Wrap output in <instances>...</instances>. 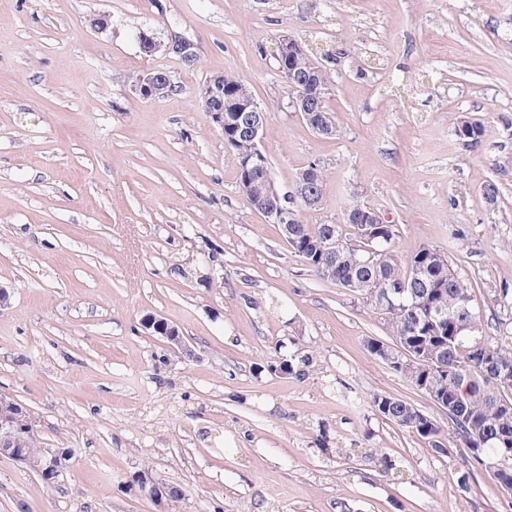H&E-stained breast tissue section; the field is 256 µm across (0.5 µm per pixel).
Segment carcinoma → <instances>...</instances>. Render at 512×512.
I'll list each match as a JSON object with an SVG mask.
<instances>
[{
    "label": "carcinoma",
    "instance_id": "cac0c4a2",
    "mask_svg": "<svg viewBox=\"0 0 512 512\" xmlns=\"http://www.w3.org/2000/svg\"><path fill=\"white\" fill-rule=\"evenodd\" d=\"M304 43L283 59L305 79L326 84L329 76ZM239 189L249 201H273L267 181L256 173L238 174ZM369 206L354 203L343 224H304L293 217L284 234L288 246L319 278L361 295L380 315L392 337L386 344L369 339L367 348H386L387 365L418 390L431 386L425 395L448 414V429L410 403L386 394H375L371 403L381 417L425 440L439 456L452 447L469 449L479 465L501 461L493 474L502 490L512 493V376L504 379L499 368L512 369V346L483 335L480 313L474 307L471 284L451 266L441 251L421 247L403 256L395 248V225H387L373 240L360 233L363 211ZM336 243L331 268L319 262L323 244ZM405 284L402 295L391 287ZM449 312L448 320L435 318L436 310ZM22 428L20 447L31 465L41 459L43 443L29 429L30 414H16Z\"/></svg>",
    "mask_w": 512,
    "mask_h": 512
}]
</instances>
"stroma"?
Returning a JSON list of instances; mask_svg holds the SVG:
<instances>
[{
	"label": "stroma",
	"instance_id": "1",
	"mask_svg": "<svg viewBox=\"0 0 512 512\" xmlns=\"http://www.w3.org/2000/svg\"><path fill=\"white\" fill-rule=\"evenodd\" d=\"M98 13L102 32L87 24ZM142 30L192 40L197 64L145 56ZM285 33L334 53L335 136L288 106ZM152 68L176 92L141 99L129 79ZM224 73L267 111L280 191L322 167L303 223L368 204L401 253L447 255L486 336H512V0H0V396L71 451L53 483L0 455V512H156L132 482L146 467L184 489L181 512H512L466 449L438 456L373 408L385 393L448 422L368 352L389 338L378 315L239 189L195 99ZM463 117L477 148L455 135ZM148 315L192 357L149 334ZM304 355L305 378L272 369ZM144 329L149 330L151 333L162 336L166 339L170 347L180 350L184 355H193V351L188 344L183 340L179 330L169 323L158 319L155 316H146L142 321Z\"/></svg>",
	"mask_w": 512,
	"mask_h": 512
}]
</instances>
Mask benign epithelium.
<instances>
[{
  "label": "benign epithelium",
  "mask_w": 512,
  "mask_h": 512,
  "mask_svg": "<svg viewBox=\"0 0 512 512\" xmlns=\"http://www.w3.org/2000/svg\"><path fill=\"white\" fill-rule=\"evenodd\" d=\"M139 45L142 52L152 55L156 51L172 53L187 66H192L197 60L195 44L183 37H178L165 44L154 35L144 31L139 34ZM277 72L282 81L293 88L294 94L288 99V106L293 108L309 127L317 134L333 136L336 134L335 123L321 114V102L328 93V87L308 89V83L291 69L280 66ZM135 93L143 100H158L176 91V85L169 73L158 69H148L138 75L133 83ZM200 109L208 114L213 125L224 133V145L230 146L238 136H244L254 145V153L242 160V170L245 176H251L256 170L265 171L269 185H274L270 173L266 172V154L261 149L263 132L266 123V111L255 101L247 89L240 92L224 94V75H212L208 78V90L205 95L197 98ZM229 106L235 112L234 118L224 114V106ZM316 170L310 168L299 172L293 182L292 194L300 198L304 205L315 207L320 198L313 184V174ZM144 329L157 334L164 339L170 347L181 351L185 355H193V351L183 340L179 330L169 323L155 317L147 316L142 321ZM16 401L0 396V453L27 465L29 464L24 449L17 447L20 428L15 423ZM43 460L36 467L37 472L47 482L55 480L62 473V460L66 456L63 448H45L42 451ZM141 494L149 497L157 506L158 512L168 509L167 487L149 479L139 487Z\"/></svg>",
  "instance_id": "7a95c632"
}]
</instances>
